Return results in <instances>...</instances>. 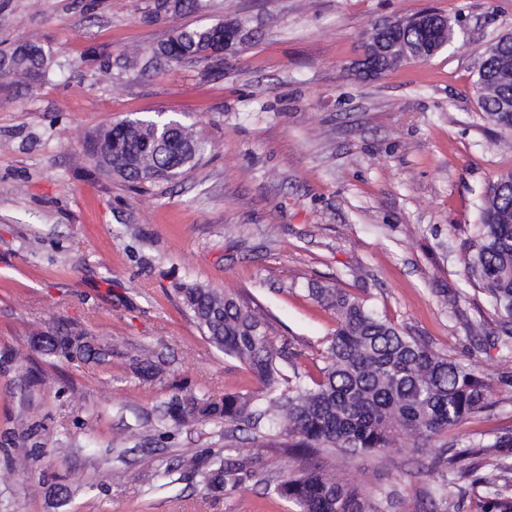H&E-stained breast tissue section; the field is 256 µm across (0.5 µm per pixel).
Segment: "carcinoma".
<instances>
[{
  "instance_id": "cac0c4a2",
  "label": "carcinoma",
  "mask_w": 512,
  "mask_h": 512,
  "mask_svg": "<svg viewBox=\"0 0 512 512\" xmlns=\"http://www.w3.org/2000/svg\"><path fill=\"white\" fill-rule=\"evenodd\" d=\"M172 15L183 16L204 8V0H174ZM220 23L188 25L130 56L99 51V68L116 76L138 70V75L158 73L184 62L210 63L221 58L224 34ZM456 39L455 23L448 28H398L394 40L404 53L382 62L386 71L405 62L424 61ZM55 64L51 49L37 39H21L0 49V78L40 80ZM479 108L492 125L512 131V112H501L512 101V83L497 85L489 69L479 67L476 79ZM205 148L191 126L172 118L125 119L92 133L85 141L95 170L132 185L171 181L190 170ZM477 234L464 255L467 278L485 291L501 330L473 336L481 349L509 346L512 340V172L501 175L485 189L479 205ZM175 292L201 336L224 357L235 360L253 374L260 387L246 393H226L220 398L199 394L182 386L165 402L163 421L175 427L218 423L224 431H246L278 444L288 438L290 452L309 462L275 478L265 477L251 463L234 455L235 448L204 459L183 452L167 476L179 472L197 476L213 497L254 482L291 505L290 512H387L390 496L366 498L352 482L333 478L318 462L325 452L350 457L382 455L406 436L415 447L459 426L489 406L491 385L474 369L434 352L421 339L402 331L360 297L342 289L311 283L308 293L331 311L336 329L326 340L324 366L318 379L306 380L297 369L287 372V345L276 346L271 326L246 300L200 284H180ZM33 349L57 360L108 361L112 349L93 344L88 333L71 325L56 327L34 343ZM135 375L155 381L162 367L146 359L132 363ZM32 432L11 433L7 439V473L20 472L32 456ZM493 459L490 474H481L470 446L448 448L437 457L440 480L430 495L426 512H461L466 481L486 489L482 512H512V432L481 445Z\"/></svg>"
}]
</instances>
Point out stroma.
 I'll return each mask as SVG.
<instances>
[{
	"mask_svg": "<svg viewBox=\"0 0 512 512\" xmlns=\"http://www.w3.org/2000/svg\"><path fill=\"white\" fill-rule=\"evenodd\" d=\"M0 0V47L34 38L53 76L0 79V352L29 350L58 319L112 344L111 361L0 369V451L10 432L38 430L28 471L0 478L9 512H289L250 483L220 498L198 481L168 483L183 451H220L223 428L191 424L132 435L157 419L170 381L222 397L256 379L201 338L174 286L239 293L274 316V336L318 377L336 327L313 301L317 281L352 292L438 353L471 364L494 407L382 458L336 453L322 465L389 512H425L436 479L423 463L443 442L512 430V350L472 349L469 324L499 318L464 275L488 183L512 171V132L483 119L474 85L486 48L512 33V0H206L200 12L142 23L146 0ZM433 10L456 20L454 47L369 81L351 71L373 25ZM235 21L246 38L218 68L177 65L115 82L90 49L134 53L175 28ZM165 114L206 147L181 178L136 188L94 173L87 136L118 121ZM459 291L458 309L444 294ZM159 361L164 382L133 373ZM46 381L28 386L30 368ZM243 456L266 476L301 467L264 439ZM121 479H113L114 469ZM75 495L56 508L52 481Z\"/></svg>",
	"mask_w": 512,
	"mask_h": 512,
	"instance_id": "35a3bbf8",
	"label": "stroma"
}]
</instances>
